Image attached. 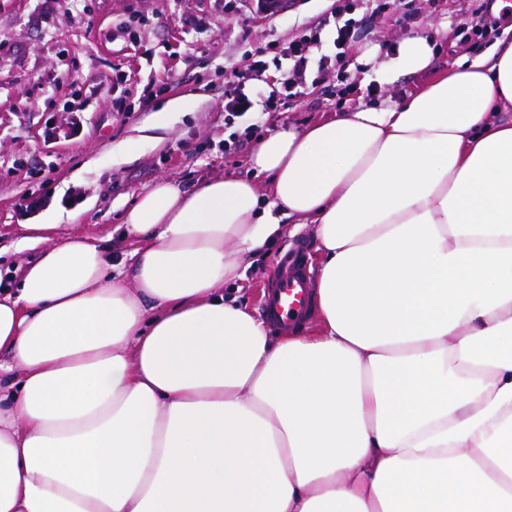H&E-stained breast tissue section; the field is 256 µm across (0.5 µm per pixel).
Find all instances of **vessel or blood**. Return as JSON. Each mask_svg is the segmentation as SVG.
<instances>
[{"label":"vessel or blood","mask_w":512,"mask_h":512,"mask_svg":"<svg viewBox=\"0 0 512 512\" xmlns=\"http://www.w3.org/2000/svg\"><path fill=\"white\" fill-rule=\"evenodd\" d=\"M313 276L305 260V246L296 243L283 252L268 282L263 318L274 328L292 329L308 314Z\"/></svg>","instance_id":"b4317fda"}]
</instances>
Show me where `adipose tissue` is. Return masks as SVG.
I'll return each instance as SVG.
<instances>
[{"mask_svg": "<svg viewBox=\"0 0 512 512\" xmlns=\"http://www.w3.org/2000/svg\"><path fill=\"white\" fill-rule=\"evenodd\" d=\"M434 50L406 36L389 70ZM249 167L140 193L128 265L22 225L0 512H512V39ZM286 218L314 227L319 326L275 336L224 285Z\"/></svg>", "mask_w": 512, "mask_h": 512, "instance_id": "1", "label": "adipose tissue"}]
</instances>
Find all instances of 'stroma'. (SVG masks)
<instances>
[{"label":"stroma","mask_w":512,"mask_h":512,"mask_svg":"<svg viewBox=\"0 0 512 512\" xmlns=\"http://www.w3.org/2000/svg\"><path fill=\"white\" fill-rule=\"evenodd\" d=\"M378 0H292L274 21L247 20L239 0H0V285L14 287L31 250H19L18 229L44 217L76 221L81 232L102 237L116 257L136 246L118 229L132 201L159 179L185 188L215 176L249 173L251 145L225 151L232 132L221 102L224 76L246 68L254 42L280 45L301 36L336 6L353 4L361 37L344 69L330 68L280 112L246 120L260 133L304 126L371 100H399L422 75H387L397 42L420 33L439 51L431 68L445 70L481 53L489 36L512 24V0H416V23L403 25ZM200 21L184 25L187 16ZM376 50L371 63L365 51ZM377 86L368 96V86ZM190 96L188 112H173L165 127L149 123L168 101ZM85 100L80 134L66 137L71 102ZM54 125L58 139L44 138ZM137 139L133 153L124 146ZM49 194L43 211L24 200ZM310 228L282 235L255 257L224 294L260 308L262 291L280 253Z\"/></svg>","instance_id":"1"}]
</instances>
